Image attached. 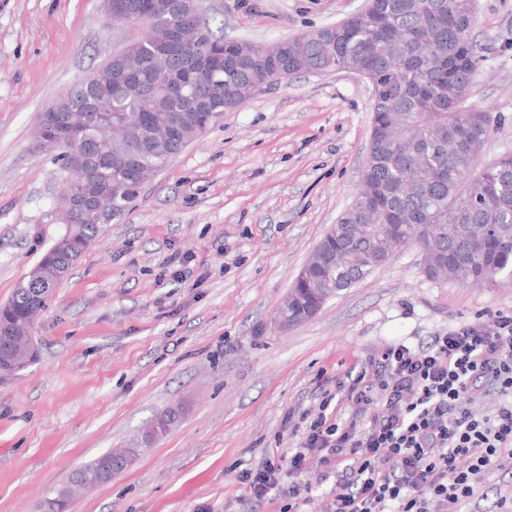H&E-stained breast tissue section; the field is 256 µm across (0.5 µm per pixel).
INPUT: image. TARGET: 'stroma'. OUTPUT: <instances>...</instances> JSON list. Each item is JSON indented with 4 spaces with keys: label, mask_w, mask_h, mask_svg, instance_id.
<instances>
[{
    "label": "stroma",
    "mask_w": 512,
    "mask_h": 512,
    "mask_svg": "<svg viewBox=\"0 0 512 512\" xmlns=\"http://www.w3.org/2000/svg\"><path fill=\"white\" fill-rule=\"evenodd\" d=\"M365 0H205L215 34L268 44L335 25ZM482 60L470 100L492 117L489 164L512 152V0H473ZM136 29L99 0H0V304L64 223L42 112ZM372 88L349 71L280 80L174 156L53 290L34 362L0 385V512H41L82 465L176 424L112 479L75 490L67 512H280L255 507L238 475L295 448L304 411L388 347L425 345L464 322L512 314V286L429 279L413 247L279 326L301 267L357 193ZM188 255L198 284L165 272Z\"/></svg>",
    "instance_id": "1"
}]
</instances>
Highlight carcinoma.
<instances>
[{
    "mask_svg": "<svg viewBox=\"0 0 512 512\" xmlns=\"http://www.w3.org/2000/svg\"><path fill=\"white\" fill-rule=\"evenodd\" d=\"M152 22L176 25L166 0H150ZM475 23L468 0H370V9L335 25L282 41L272 62L262 47L227 40L201 22V40L190 49L211 52L218 82L192 70L179 81L196 89L195 98L167 93L172 63L154 55L150 33L139 40L147 68L116 84L112 67L98 66L85 86L66 90L58 101L73 107L41 116L38 130L60 125L74 139L87 137L92 159L86 174L70 183L72 194L112 199L108 220L87 210L20 281L0 306V359L22 367L30 357L36 314L45 309L63 273L102 236L106 225L131 210L140 186L128 164L116 156L126 142L137 146L139 164L161 170L174 154L199 138L230 112L253 98L261 80L279 72L285 78L312 69L368 72L373 98V150L361 194L316 245L307 260L308 277L296 279L292 309L319 312L339 292L386 263L403 247L424 256V272L435 280L489 287L512 281V153L481 164L490 134V113L469 102L480 62L469 39ZM383 44L386 54L377 52ZM155 93L141 100L142 86ZM165 121L176 124L166 143L153 137ZM139 449H125L126 462L112 466L106 452L77 469L72 482L101 484L127 466ZM71 489L44 502V512H61Z\"/></svg>",
    "mask_w": 512,
    "mask_h": 512,
    "instance_id": "1",
    "label": "carcinoma"
}]
</instances>
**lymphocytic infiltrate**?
<instances>
[{
	"mask_svg": "<svg viewBox=\"0 0 512 512\" xmlns=\"http://www.w3.org/2000/svg\"><path fill=\"white\" fill-rule=\"evenodd\" d=\"M495 382L507 404L476 417L468 405ZM351 399L365 425L324 397L287 465L241 472L244 498L271 500L285 475L331 481L325 512H463L512 474V315L466 323L413 349L399 344L359 377Z\"/></svg>",
	"mask_w": 512,
	"mask_h": 512,
	"instance_id": "lymphocytic-infiltrate-1",
	"label": "lymphocytic infiltrate"
}]
</instances>
